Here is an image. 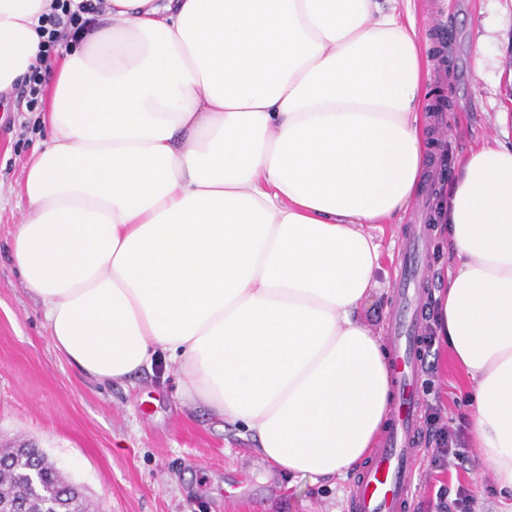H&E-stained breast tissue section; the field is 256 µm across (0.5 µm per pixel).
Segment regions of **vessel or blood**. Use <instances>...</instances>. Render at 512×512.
<instances>
[{
    "mask_svg": "<svg viewBox=\"0 0 512 512\" xmlns=\"http://www.w3.org/2000/svg\"><path fill=\"white\" fill-rule=\"evenodd\" d=\"M431 233L426 223L406 228L395 284V313L386 336L394 398L387 429L352 487L348 512H406L423 460L417 385L430 280L421 263Z\"/></svg>",
    "mask_w": 512,
    "mask_h": 512,
    "instance_id": "b4317fda",
    "label": "vessel or blood"
}]
</instances>
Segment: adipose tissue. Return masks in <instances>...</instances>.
<instances>
[{"instance_id":"obj_1","label":"adipose tissue","mask_w":512,"mask_h":512,"mask_svg":"<svg viewBox=\"0 0 512 512\" xmlns=\"http://www.w3.org/2000/svg\"><path fill=\"white\" fill-rule=\"evenodd\" d=\"M51 2L0 0V94ZM425 75L382 0H108L59 49L18 184L10 259L55 348L101 383L162 356L266 462L347 477L390 402L363 305L422 184ZM436 217L434 328L512 512V144L467 153ZM425 261L431 268L430 279L433 284L432 289L441 288L443 284L441 277L448 266V248L441 245L439 238L434 234L432 235V249L426 256Z\"/></svg>"}]
</instances>
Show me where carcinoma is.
Returning <instances> with one entry per match:
<instances>
[{
  "label": "carcinoma",
  "instance_id": "1",
  "mask_svg": "<svg viewBox=\"0 0 512 512\" xmlns=\"http://www.w3.org/2000/svg\"><path fill=\"white\" fill-rule=\"evenodd\" d=\"M75 487L36 448H0V512H94L88 496L68 495Z\"/></svg>",
  "mask_w": 512,
  "mask_h": 512
}]
</instances>
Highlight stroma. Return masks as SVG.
<instances>
[{
    "instance_id": "1",
    "label": "stroma",
    "mask_w": 512,
    "mask_h": 512,
    "mask_svg": "<svg viewBox=\"0 0 512 512\" xmlns=\"http://www.w3.org/2000/svg\"><path fill=\"white\" fill-rule=\"evenodd\" d=\"M428 38L433 63L427 104L441 102L445 122L429 118V157L453 146L455 159L490 138L512 140V0H395ZM42 115L14 94L0 101V443L34 444L98 512H346L351 480L288 478L254 453V440L198 403L176 396L177 378L155 361L124 382L102 384L55 349L42 307L9 258L10 233L24 217L16 192L35 147ZM430 389L449 429L468 428L460 374L445 348L430 357ZM464 468L421 466L414 503L439 487L465 485L481 512H498L499 491L474 448Z\"/></svg>"
}]
</instances>
